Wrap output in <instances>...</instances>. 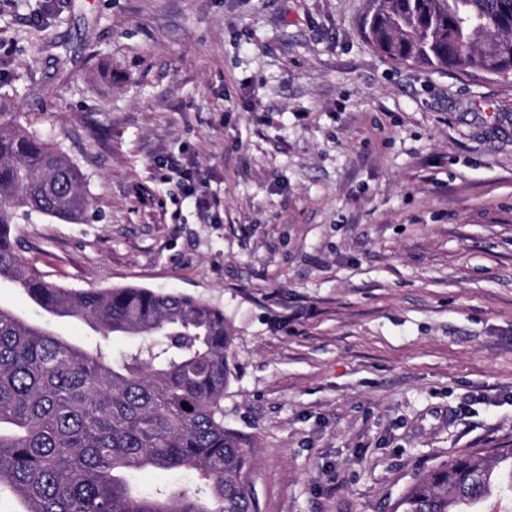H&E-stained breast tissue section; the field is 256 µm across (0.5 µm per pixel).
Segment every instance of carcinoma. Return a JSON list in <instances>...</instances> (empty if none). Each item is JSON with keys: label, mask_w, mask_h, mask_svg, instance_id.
<instances>
[{"label": "carcinoma", "mask_w": 512, "mask_h": 512, "mask_svg": "<svg viewBox=\"0 0 512 512\" xmlns=\"http://www.w3.org/2000/svg\"><path fill=\"white\" fill-rule=\"evenodd\" d=\"M368 42L398 64L512 80V0H376ZM73 160L0 105V280L54 317L135 340L120 357L75 344L0 306V488L23 512H255L253 460L224 428L235 339L224 310L137 286L75 290L45 281L15 249L17 221H78ZM512 449L466 454L421 475L392 512H476L512 487ZM194 470L205 494L136 492L147 469Z\"/></svg>", "instance_id": "obj_1"}]
</instances>
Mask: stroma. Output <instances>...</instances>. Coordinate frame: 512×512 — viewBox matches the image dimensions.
<instances>
[{
	"instance_id": "1",
	"label": "stroma",
	"mask_w": 512,
	"mask_h": 512,
	"mask_svg": "<svg viewBox=\"0 0 512 512\" xmlns=\"http://www.w3.org/2000/svg\"><path fill=\"white\" fill-rule=\"evenodd\" d=\"M371 6L0 0V92L89 200L17 253L223 308L256 512H389L512 448V81L396 64Z\"/></svg>"
}]
</instances>
